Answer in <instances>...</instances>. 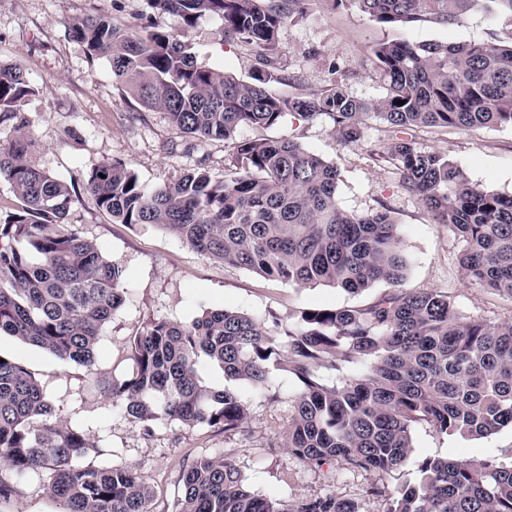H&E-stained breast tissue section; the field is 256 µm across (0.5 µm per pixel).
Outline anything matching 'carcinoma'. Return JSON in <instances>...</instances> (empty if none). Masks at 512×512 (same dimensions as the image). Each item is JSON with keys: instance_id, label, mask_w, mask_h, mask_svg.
<instances>
[{"instance_id": "carcinoma-1", "label": "carcinoma", "mask_w": 512, "mask_h": 512, "mask_svg": "<svg viewBox=\"0 0 512 512\" xmlns=\"http://www.w3.org/2000/svg\"><path fill=\"white\" fill-rule=\"evenodd\" d=\"M148 2L180 17L182 34L152 23L129 32L100 16L71 28L140 104L165 112L185 134L226 141L291 112L304 120L329 116L339 143L355 147L365 121L381 119L394 133L381 159L392 161L401 188L463 243L457 262L465 277L512 299V195L471 183L447 156L420 151L407 138L419 127H512V30L499 43L377 45L373 65L386 95L376 101L338 87L286 99L267 89L285 80L275 67L280 33L319 0ZM331 2L389 27L452 25L473 11L512 24V0ZM207 14L224 20L225 37L257 53L261 68L251 80L197 64L186 38ZM33 93L21 66L0 62V123L16 121L19 131L0 150V179L22 202L0 220V335L90 368L103 326L124 302L122 271L63 224L69 187L27 161L23 105ZM338 180L335 164L291 139L236 141L224 176L201 166L153 190L119 160L92 170L90 194L121 224H155L205 256L298 286L359 293L389 285L357 306L306 308L286 325L226 308L187 323L151 320L132 338L131 373L110 387L144 431L173 419L220 426L231 438L246 422L249 397L230 384L265 395L275 370L299 383L282 447L316 468L336 460L386 475L413 454L412 432L421 423L472 438L512 426V322L467 319L444 294L404 288L398 225L387 210L344 211ZM203 360L228 385H207L198 374ZM357 363L363 373L344 374ZM91 447L81 429L53 418L27 369L0 363V462L14 477L49 471L50 493L64 512H153L152 491L133 467L80 465ZM418 472L414 483L374 487L385 512H512V467L491 456L424 457ZM179 482L178 512H364L361 502L335 495L293 502L256 496L230 458L197 460Z\"/></svg>"}]
</instances>
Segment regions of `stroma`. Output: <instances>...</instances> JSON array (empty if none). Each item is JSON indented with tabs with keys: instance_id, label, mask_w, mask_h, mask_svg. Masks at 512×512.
Instances as JSON below:
<instances>
[{
	"instance_id": "obj_1",
	"label": "stroma",
	"mask_w": 512,
	"mask_h": 512,
	"mask_svg": "<svg viewBox=\"0 0 512 512\" xmlns=\"http://www.w3.org/2000/svg\"><path fill=\"white\" fill-rule=\"evenodd\" d=\"M84 14L103 15L133 30L150 20L170 32L181 31L179 17L152 14L146 0H0V61L19 64L35 89L23 107L32 140L28 159L70 187L73 202L66 223L123 273L125 301L101 331L94 367L0 336V357L20 363L35 376L55 419L87 434L92 449L83 466H132L153 492L154 512H176L179 475L197 458H232L249 490L263 497L291 502L333 493L361 501L365 512L384 510L383 501L370 494L375 484L415 482L423 456H492L511 466V427L488 438L469 439L421 424L412 433L415 455L391 476L351 471L338 462L310 469L281 446L279 427L288 419L297 387L282 372L273 387L275 400L252 396L249 419L232 438L218 427L190 428L176 420L156 424L148 433L113 402L107 388L130 373L129 339L150 319L183 323L224 307L261 319L273 314L285 324L302 309L352 307L368 294L265 278L205 257L157 225L119 224L100 211L86 180L102 163L122 161L141 183L154 188L200 166L223 175L233 144L189 136L171 126L164 113L144 110L113 78L109 64L89 58L84 45L71 36L73 19ZM511 31L507 20L480 11L454 25L398 28L380 25L352 8L320 7L282 30L279 62L287 80L271 83L270 90L293 98L339 86L352 97L377 100L386 94L372 65L371 50L379 43H493ZM187 41L198 64L238 79H250L258 65L252 50L225 39L218 16L202 17ZM237 136L291 139L336 164V198L343 210L366 214L385 208L399 225L407 257L405 287L447 294L466 317L512 321V301L470 284L457 263L460 241L446 225L433 222L418 196L400 187L392 164L375 158V151L384 150L391 139L386 123L368 120L362 144L349 148L339 144L332 120L324 115L309 122L288 115L270 128H241ZM414 141L420 150L447 155L471 182L512 194V128H421ZM14 485L12 497L0 501V512H63L50 494L48 472L30 474Z\"/></svg>"
}]
</instances>
